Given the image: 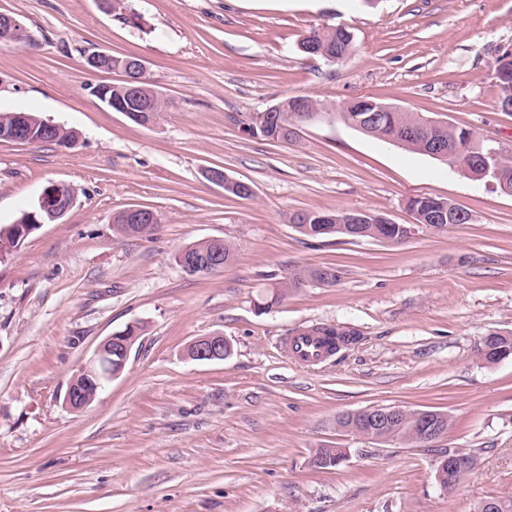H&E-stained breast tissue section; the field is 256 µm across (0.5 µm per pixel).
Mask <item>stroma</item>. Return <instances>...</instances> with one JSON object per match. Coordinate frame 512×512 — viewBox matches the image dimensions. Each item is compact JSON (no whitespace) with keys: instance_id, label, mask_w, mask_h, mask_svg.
Returning a JSON list of instances; mask_svg holds the SVG:
<instances>
[{"instance_id":"obj_1","label":"stroma","mask_w":512,"mask_h":512,"mask_svg":"<svg viewBox=\"0 0 512 512\" xmlns=\"http://www.w3.org/2000/svg\"><path fill=\"white\" fill-rule=\"evenodd\" d=\"M34 46L0 47V111L75 130L72 147L0 141V225L63 183L76 202L0 256V512H473L512 497V359L476 355L512 332V196L440 161L343 123L369 97L512 146L491 65L512 47V0H0ZM342 25L354 50L302 53L313 29ZM92 52L144 59L168 105L144 127L89 89L121 71H90ZM289 96L324 107L295 139L229 123ZM224 170L241 199L210 182ZM451 201L473 220L415 225L414 197ZM146 207L149 237L112 218ZM298 210L365 211L413 226L397 245L304 236ZM231 242L237 259L206 276L174 256ZM333 266L269 312L274 283ZM139 323L122 374L87 409L63 405L70 377L112 333ZM328 324L356 339L306 366L280 341ZM224 335L230 357L198 362L195 339ZM439 410L438 447L376 445L336 417L371 405ZM321 447L339 467L315 469ZM476 448L454 494L433 479L439 448ZM311 464L318 469L339 467L347 458L344 448H318L312 455Z\"/></svg>"}]
</instances>
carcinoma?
<instances>
[{"mask_svg": "<svg viewBox=\"0 0 512 512\" xmlns=\"http://www.w3.org/2000/svg\"><path fill=\"white\" fill-rule=\"evenodd\" d=\"M304 40L312 41L326 46L328 49L351 53L352 42L343 35V32L332 29L312 30ZM304 111L297 112L288 106L291 98L287 97L277 102L280 110L274 113V120L262 133V136L270 140H288L295 134L299 125L306 123L305 113L312 108L320 107L317 101L303 97ZM363 102L361 100L351 101L338 109L337 115L344 122H351L366 116L362 112ZM368 136L392 142L410 151L423 154L427 143L435 141L447 149V154L441 157V161L449 167L458 171L466 168L474 169L473 160L477 153L473 145L477 141L478 134L466 128H458L452 125L431 126L428 120L413 112H378L376 120L368 132ZM409 209L414 214L416 223L424 224L436 229H443V224H433L432 216L436 210L453 211L456 209L452 203L432 198L417 197L409 201ZM345 211L317 212V211H296L288 217V223L292 224L300 234L310 238L325 236H344L358 239H375L394 244H402L409 239L404 233L402 224H383L379 221H372L367 224L352 226L345 222ZM115 229L124 235L129 230H134L138 236H147L156 228L154 224H131L125 213L121 212L113 218ZM340 281V271L332 267L299 268L288 274L282 281L273 286L272 291L266 298L260 299L255 307L260 312H265L275 304L282 301L289 294L307 287L312 283L333 286ZM493 346L495 350L485 352L486 344H477L478 356L489 364L499 363L512 358V334L492 332ZM418 412L409 411V416L397 419L388 425L386 429L375 433L373 443L388 444L395 441L405 443L411 447H420L422 443L417 437L415 417ZM336 428L356 436L361 435L362 424L358 416L341 413L336 417ZM448 449L442 448L434 464L433 478L436 484L446 486L452 482L458 486L475 469L474 463L478 461V452L473 448H458L455 452L456 464L453 468L443 464ZM347 458L342 448H318L312 455L311 464L318 469L339 467Z\"/></svg>", "mask_w": 512, "mask_h": 512, "instance_id": "cac0c4a2", "label": "carcinoma"}]
</instances>
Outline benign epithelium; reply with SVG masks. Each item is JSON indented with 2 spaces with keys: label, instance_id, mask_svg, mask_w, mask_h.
<instances>
[{
  "label": "benign epithelium",
  "instance_id": "benign-epithelium-1",
  "mask_svg": "<svg viewBox=\"0 0 512 512\" xmlns=\"http://www.w3.org/2000/svg\"><path fill=\"white\" fill-rule=\"evenodd\" d=\"M20 27L17 20L11 16L0 17V42L10 44V39ZM127 101L126 116L134 119L147 118L148 124H153V112L159 106V99L148 100L141 97L143 84L150 82L146 75V64L141 58L127 61L125 74ZM12 122L0 124V140L28 142L31 139L32 127L27 116L23 113H11ZM479 156L486 161L485 167L476 173H470L474 180L484 183L503 194L511 195L512 187L500 176L499 168H491L490 163H498L505 153V147L496 139L483 136L478 140ZM75 194L71 187L65 184H52L46 187L39 196L37 205L26 213V220L37 225L55 223L61 220L73 207ZM126 217L134 224H152L156 220L155 213L146 208L132 207L126 210ZM215 249L201 260L188 258L195 266L203 269L218 270L222 268L223 257L221 240H214ZM137 340V326L130 325L103 340L95 349L93 356L76 372V378L69 381L63 404L65 407L79 411L86 408L95 394L102 390L107 383L117 378L125 368L130 350ZM187 356L200 362H211L225 359L224 336L214 334L202 336L193 341L187 348ZM401 409L397 405H372L363 410L368 429L374 431L384 427L395 418ZM422 429L421 440L425 443L438 442L446 437L447 431L437 424L425 419L420 422Z\"/></svg>",
  "mask_w": 512,
  "mask_h": 512
}]
</instances>
